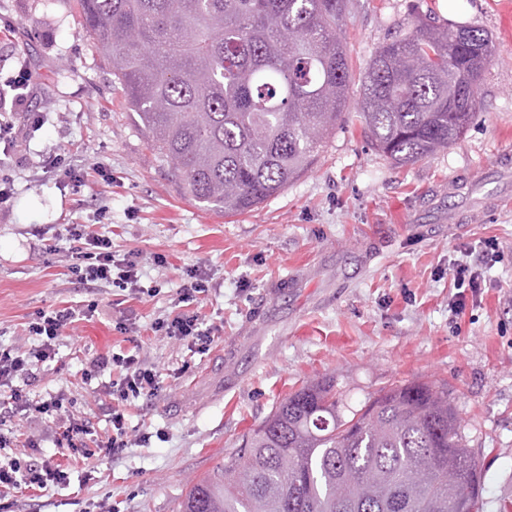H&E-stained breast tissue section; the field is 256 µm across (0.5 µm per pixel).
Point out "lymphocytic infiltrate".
Returning a JSON list of instances; mask_svg holds the SVG:
<instances>
[{"mask_svg":"<svg viewBox=\"0 0 512 512\" xmlns=\"http://www.w3.org/2000/svg\"><path fill=\"white\" fill-rule=\"evenodd\" d=\"M11 89L14 96L8 108L0 110V143L10 146L17 140L23 123H38L37 113L25 111L30 93V76L19 71ZM70 246L65 254V268L71 279L87 286H112L134 297L144 296L140 284V260L129 253L116 258L112 239L103 234L87 233L85 225L66 227ZM212 286L209 274L198 268L186 269L176 292L178 311L157 317L151 324L154 335L186 342L190 353L207 354L219 335V325L210 323L197 309ZM98 307L90 300L78 306L53 310H37L28 318L26 332L32 342L26 347L0 344V405L8 410L10 419L22 420L37 413L54 424L55 447L67 449L72 457L115 456L125 448L149 443L150 434H133L127 423V406L141 398L154 395L159 387V374L146 365L139 354L98 355L84 372L86 379H97L110 396L107 416L112 433L96 447H89L87 436L94 428L91 421L73 413L63 393L36 397L33 389L41 379L45 364L56 357V346L64 331L91 317ZM119 374L105 379L107 370ZM43 435L29 434L24 444H17L13 429L0 427V512H14L13 492L21 487H65L68 472L53 458L41 455Z\"/></svg>","mask_w":512,"mask_h":512,"instance_id":"lymphocytic-infiltrate-1","label":"lymphocytic infiltrate"}]
</instances>
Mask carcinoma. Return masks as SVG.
<instances>
[{"instance_id": "carcinoma-1", "label": "carcinoma", "mask_w": 512, "mask_h": 512, "mask_svg": "<svg viewBox=\"0 0 512 512\" xmlns=\"http://www.w3.org/2000/svg\"><path fill=\"white\" fill-rule=\"evenodd\" d=\"M136 122L201 204L237 215L308 172L342 120L351 0H78ZM478 27L412 28L378 46L357 117L405 166L475 117L493 55ZM331 380L285 398L180 512H479L480 466L448 389L395 384L360 409Z\"/></svg>"}]
</instances>
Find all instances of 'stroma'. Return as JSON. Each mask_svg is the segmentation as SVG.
I'll list each match as a JSON object with an SVG mask.
<instances>
[{
  "mask_svg": "<svg viewBox=\"0 0 512 512\" xmlns=\"http://www.w3.org/2000/svg\"><path fill=\"white\" fill-rule=\"evenodd\" d=\"M419 15L487 30L494 54L467 132L399 167L368 145L354 109L375 49ZM342 29L353 72L343 121L311 170L254 211L227 216L196 201L153 149L77 0H0V92L28 70L26 109L40 116L0 159L13 180L0 215V342L26 343L34 310L98 300L95 315L61 338L36 394L64 393L97 436L108 435L111 399L82 369L92 355L133 351L162 384L128 407L129 426L165 433L89 460L45 441L70 484L16 490L17 512H84L97 502L110 512H179L190 487L284 397L321 378L356 409L398 381L446 387L480 464V512L512 503V0H352ZM58 151L80 168L81 184L44 170ZM68 224L111 236L117 254H139L141 283L156 296L125 302L72 281L38 236ZM488 238L503 256L480 264L478 293L454 315L451 262ZM157 253L167 266L153 264ZM192 266L213 276L202 312L223 324L202 356L148 330L172 310ZM125 314L138 331H116Z\"/></svg>",
  "mask_w": 512,
  "mask_h": 512,
  "instance_id": "stroma-1",
  "label": "stroma"
}]
</instances>
